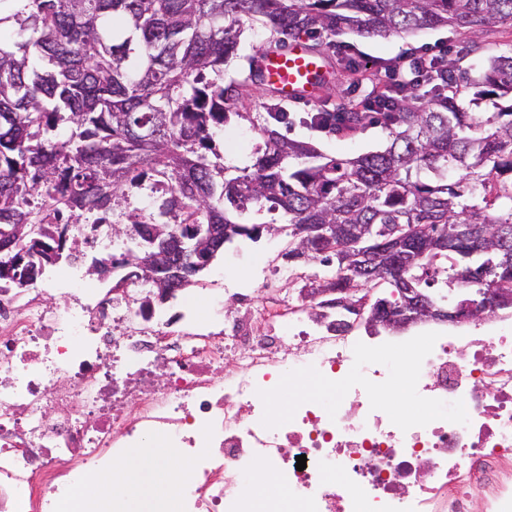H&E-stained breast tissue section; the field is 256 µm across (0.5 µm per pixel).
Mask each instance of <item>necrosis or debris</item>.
I'll list each match as a JSON object with an SVG mask.
<instances>
[{
    "label": "necrosis or debris",
    "mask_w": 512,
    "mask_h": 512,
    "mask_svg": "<svg viewBox=\"0 0 512 512\" xmlns=\"http://www.w3.org/2000/svg\"><path fill=\"white\" fill-rule=\"evenodd\" d=\"M49 284L68 288L65 307L0 288V512H75L95 472L146 437L186 462L184 512H512L510 316L404 346L283 301L225 334L166 331L137 296L117 307L83 280ZM288 371L318 388L278 415L267 401ZM398 375L401 411L375 401ZM257 460L287 502H257Z\"/></svg>",
    "instance_id": "4bbe7bcc"
}]
</instances>
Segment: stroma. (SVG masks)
I'll return each mask as SVG.
<instances>
[{
	"mask_svg": "<svg viewBox=\"0 0 512 512\" xmlns=\"http://www.w3.org/2000/svg\"><path fill=\"white\" fill-rule=\"evenodd\" d=\"M273 36L260 23H253L245 31L240 44L239 59L224 69L225 81L243 80L258 59L259 51L268 47ZM447 49L449 58L455 59L462 73L478 74L489 56L512 50V23H497L482 45L469 46L464 36L450 29H425L413 36L367 38L355 33L337 37L335 48L327 52L328 61L337 73L331 84L321 89L315 100L305 103L278 101L276 96L262 90H251L243 101L246 112L261 111L263 104H277L286 112L288 138L312 143L317 150L329 157L354 156L383 149L388 132L381 125L363 121L354 129L339 128L335 131L310 127L309 117L318 110L335 111L344 105L353 112L364 111L372 89L384 80V66L406 53L433 54ZM216 148L225 164L246 167L254 160L253 151L260 138L253 126L243 120H231L215 138ZM286 247L283 237L264 234L258 241H235L205 270L199 283L179 291L175 299L156 305L158 319H176L185 305H193L200 317L198 326L204 330L222 327L227 311L226 289L241 293V305L256 309L274 300L293 301L302 295L306 283L323 273V266L316 263L294 265L283 258Z\"/></svg>",
	"mask_w": 512,
	"mask_h": 512,
	"instance_id": "1",
	"label": "stroma"
}]
</instances>
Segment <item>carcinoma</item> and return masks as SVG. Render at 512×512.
Segmentation results:
<instances>
[{"label": "carcinoma", "instance_id": "obj_1", "mask_svg": "<svg viewBox=\"0 0 512 512\" xmlns=\"http://www.w3.org/2000/svg\"><path fill=\"white\" fill-rule=\"evenodd\" d=\"M512 22V0H0V236L16 224L70 226L97 212L133 230L164 224L223 229L214 246L256 241L248 213L279 214L288 247L335 266L324 283L357 276L426 290L441 308L512 289V52L492 56L460 83L453 62L428 97L395 89L367 104L390 129L388 145L351 158L325 157L282 134L283 112L254 122L237 111L263 78L224 84L245 24L278 45L303 35L334 46L348 30L366 37L448 27L478 44ZM489 102L480 115L458 104ZM235 116L263 139L252 165L218 163L214 137ZM352 112H314L336 129ZM152 131L145 141L142 130ZM214 158H209V155ZM165 185L145 217L123 207L134 187ZM0 253V282L22 288L49 262L32 237Z\"/></svg>", "mask_w": 512, "mask_h": 512}]
</instances>
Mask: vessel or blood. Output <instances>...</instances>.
<instances>
[{"instance_id":"obj_1","label":"vessel or blood","mask_w":512,"mask_h":512,"mask_svg":"<svg viewBox=\"0 0 512 512\" xmlns=\"http://www.w3.org/2000/svg\"><path fill=\"white\" fill-rule=\"evenodd\" d=\"M320 60L299 42L292 43L287 52L270 51L259 61L261 71L275 86L285 102L312 99L310 78Z\"/></svg>"}]
</instances>
